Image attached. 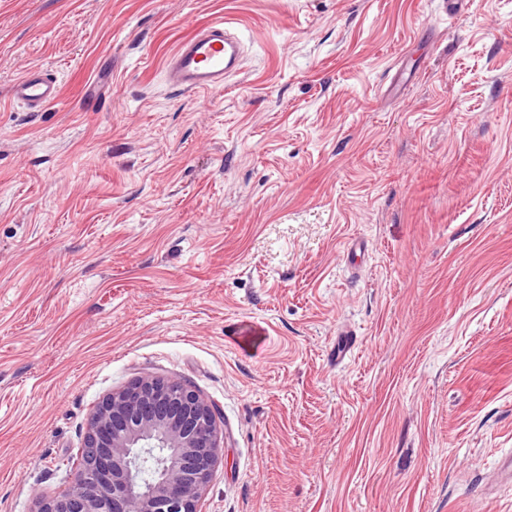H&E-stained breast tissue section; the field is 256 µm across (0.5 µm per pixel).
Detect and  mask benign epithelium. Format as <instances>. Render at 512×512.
<instances>
[{
    "instance_id": "1",
    "label": "benign epithelium",
    "mask_w": 512,
    "mask_h": 512,
    "mask_svg": "<svg viewBox=\"0 0 512 512\" xmlns=\"http://www.w3.org/2000/svg\"><path fill=\"white\" fill-rule=\"evenodd\" d=\"M88 455L64 492L39 498L36 512H197L222 456L214 409L172 379L142 378L105 396L84 439ZM164 449L157 474L142 483L140 464Z\"/></svg>"
}]
</instances>
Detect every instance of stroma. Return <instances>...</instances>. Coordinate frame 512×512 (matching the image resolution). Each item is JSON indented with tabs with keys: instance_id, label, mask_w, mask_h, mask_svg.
<instances>
[{
	"instance_id": "1",
	"label": "stroma",
	"mask_w": 512,
	"mask_h": 512,
	"mask_svg": "<svg viewBox=\"0 0 512 512\" xmlns=\"http://www.w3.org/2000/svg\"><path fill=\"white\" fill-rule=\"evenodd\" d=\"M141 377L216 409L198 512H512V0H0V512ZM241 45L237 37L216 21L183 41L169 58L167 84L176 90L223 89L224 77L238 66ZM61 95L58 80L39 68H27L14 82L12 103L20 102L32 112H40L55 103Z\"/></svg>"
}]
</instances>
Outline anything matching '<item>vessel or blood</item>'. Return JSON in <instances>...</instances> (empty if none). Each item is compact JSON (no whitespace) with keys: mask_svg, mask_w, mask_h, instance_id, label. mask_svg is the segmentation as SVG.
Segmentation results:
<instances>
[{"mask_svg":"<svg viewBox=\"0 0 512 512\" xmlns=\"http://www.w3.org/2000/svg\"><path fill=\"white\" fill-rule=\"evenodd\" d=\"M240 55L239 40L223 22L210 23L177 47L165 67L166 81L184 92L223 88L225 76L236 70ZM60 95L58 80L38 68L24 70L12 88L13 101L35 112L55 103Z\"/></svg>","mask_w":512,"mask_h":512,"instance_id":"b4317fda","label":"vessel or blood"}]
</instances>
